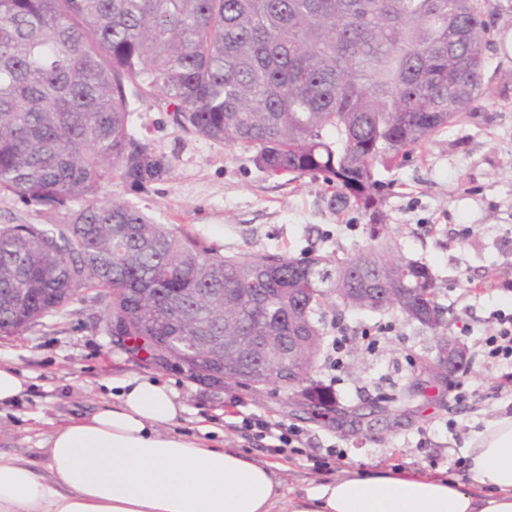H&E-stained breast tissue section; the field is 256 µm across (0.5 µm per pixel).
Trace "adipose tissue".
I'll return each mask as SVG.
<instances>
[{
	"instance_id": "ef3b65f1",
	"label": "adipose tissue",
	"mask_w": 512,
	"mask_h": 512,
	"mask_svg": "<svg viewBox=\"0 0 512 512\" xmlns=\"http://www.w3.org/2000/svg\"><path fill=\"white\" fill-rule=\"evenodd\" d=\"M114 385L116 403L49 436L45 473L0 453V512H512V414L472 439L469 482L389 471L296 490L281 463L171 434L185 407L170 388Z\"/></svg>"
}]
</instances>
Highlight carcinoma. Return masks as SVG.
Instances as JSON below:
<instances>
[{"instance_id":"obj_1","label":"carcinoma","mask_w":512,"mask_h":512,"mask_svg":"<svg viewBox=\"0 0 512 512\" xmlns=\"http://www.w3.org/2000/svg\"><path fill=\"white\" fill-rule=\"evenodd\" d=\"M489 41L482 0H0V192L65 214L0 224V335L94 289L109 331L198 380L178 337L245 336L258 326L251 304L271 297L288 319L280 335L312 337L293 374L303 381L322 347L314 315L330 301L382 310L407 297V320L437 330L431 273L374 232L377 246L334 260L224 255L101 191L169 173L133 132V102L160 96L184 133L375 209L379 168L426 149L485 93ZM383 279L395 298L361 294ZM270 383L288 386L279 375L235 385ZM308 398L316 418L333 407L324 390Z\"/></svg>"}]
</instances>
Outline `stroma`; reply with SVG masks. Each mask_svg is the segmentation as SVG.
I'll return each mask as SVG.
<instances>
[{"label": "stroma", "instance_id": "obj_1", "mask_svg": "<svg viewBox=\"0 0 512 512\" xmlns=\"http://www.w3.org/2000/svg\"><path fill=\"white\" fill-rule=\"evenodd\" d=\"M492 3V36L484 49L488 96L423 153L381 170L386 196L379 216L336 209L322 181L269 178L252 153L182 132L160 99L140 105L134 129L171 157L168 176L146 193L123 184L111 188L159 223L227 254H351L369 249L370 225L383 224L401 256L430 268L448 334L470 351L452 379L415 390L422 377L418 360L436 358L438 339L397 308L327 306L320 311L323 348L309 380L291 389L271 384L258 394L232 384L217 388L132 358L105 333L96 291L85 290L66 311L0 336V363L28 377L22 397L0 407V452L42 469V446L55 428L111 402L113 377L128 376L161 382L178 395L186 411L176 433L208 445L228 441L251 458L279 461L294 489L375 471L466 480L472 437L500 413H512V385L498 387V370L475 355L493 313H512V288L486 285L495 276L512 279V57L500 51L502 32L512 28V0ZM63 219L0 193L1 224ZM339 336L347 346L337 367L332 343ZM312 387L331 394L335 413L313 419L302 410ZM240 412L298 427L300 452L280 455L226 428L225 419ZM203 425L208 433H200Z\"/></svg>", "mask_w": 512, "mask_h": 512}]
</instances>
